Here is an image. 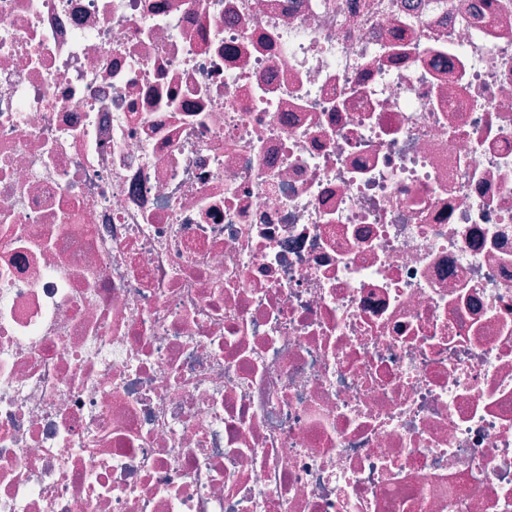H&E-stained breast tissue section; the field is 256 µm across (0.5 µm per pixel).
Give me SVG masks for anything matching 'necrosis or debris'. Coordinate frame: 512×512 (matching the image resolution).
I'll list each match as a JSON object with an SVG mask.
<instances>
[{
	"mask_svg": "<svg viewBox=\"0 0 512 512\" xmlns=\"http://www.w3.org/2000/svg\"><path fill=\"white\" fill-rule=\"evenodd\" d=\"M0 512H512V0H0Z\"/></svg>",
	"mask_w": 512,
	"mask_h": 512,
	"instance_id": "1",
	"label": "necrosis or debris"
}]
</instances>
